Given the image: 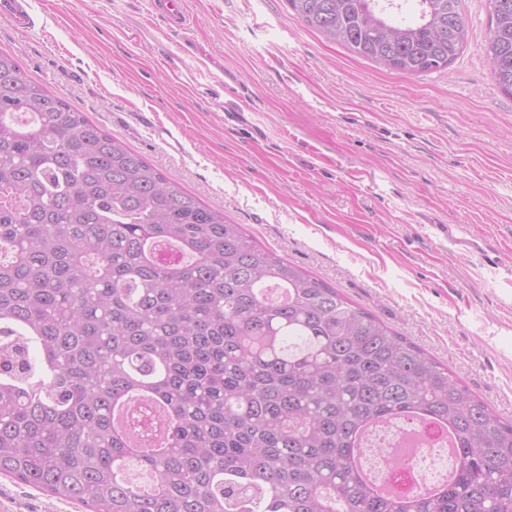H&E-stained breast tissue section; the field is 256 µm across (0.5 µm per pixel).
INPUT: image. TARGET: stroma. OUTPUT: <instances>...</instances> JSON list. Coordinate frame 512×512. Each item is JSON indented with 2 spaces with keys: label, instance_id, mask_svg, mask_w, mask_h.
<instances>
[{
  "label": "stroma",
  "instance_id": "stroma-1",
  "mask_svg": "<svg viewBox=\"0 0 512 512\" xmlns=\"http://www.w3.org/2000/svg\"><path fill=\"white\" fill-rule=\"evenodd\" d=\"M187 2L176 35L149 0H32L35 28L0 20V51L511 420L512 96L480 48L488 0H461L468 45L421 76L327 41L286 0ZM0 512L84 510L2 475Z\"/></svg>",
  "mask_w": 512,
  "mask_h": 512
}]
</instances>
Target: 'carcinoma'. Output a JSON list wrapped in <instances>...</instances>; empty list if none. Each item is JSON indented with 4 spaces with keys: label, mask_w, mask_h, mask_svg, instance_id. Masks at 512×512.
I'll list each match as a JSON object with an SVG mask.
<instances>
[{
    "label": "carcinoma",
    "mask_w": 512,
    "mask_h": 512,
    "mask_svg": "<svg viewBox=\"0 0 512 512\" xmlns=\"http://www.w3.org/2000/svg\"><path fill=\"white\" fill-rule=\"evenodd\" d=\"M392 70L445 68L460 0H286ZM484 51L512 95V0ZM162 407L163 432L114 408ZM452 428L456 479L374 494L373 418ZM151 472L150 489L115 469ZM0 475L87 512H512V423L336 289L257 245L0 52Z\"/></svg>",
    "instance_id": "cac0c4a2"
}]
</instances>
